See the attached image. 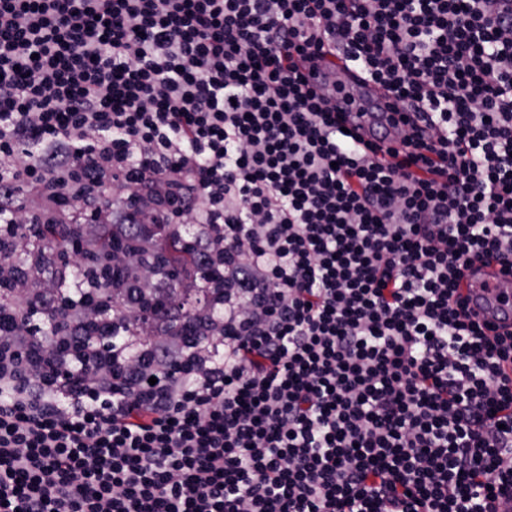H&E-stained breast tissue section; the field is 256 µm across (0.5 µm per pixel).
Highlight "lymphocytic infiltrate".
Here are the masks:
<instances>
[{
	"label": "lymphocytic infiltrate",
	"mask_w": 512,
	"mask_h": 512,
	"mask_svg": "<svg viewBox=\"0 0 512 512\" xmlns=\"http://www.w3.org/2000/svg\"><path fill=\"white\" fill-rule=\"evenodd\" d=\"M336 53L418 114L400 147ZM488 257L512 0H0V512H495Z\"/></svg>",
	"instance_id": "1"
}]
</instances>
